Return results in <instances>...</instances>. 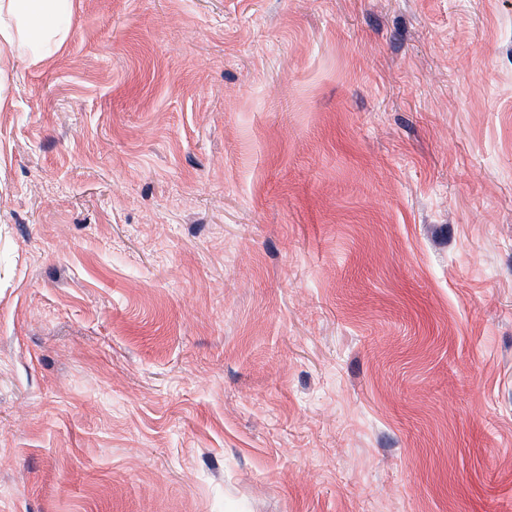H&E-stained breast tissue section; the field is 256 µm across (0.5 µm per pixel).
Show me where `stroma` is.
Masks as SVG:
<instances>
[{
  "mask_svg": "<svg viewBox=\"0 0 512 512\" xmlns=\"http://www.w3.org/2000/svg\"><path fill=\"white\" fill-rule=\"evenodd\" d=\"M0 108V512H512V0H74Z\"/></svg>",
  "mask_w": 512,
  "mask_h": 512,
  "instance_id": "obj_1",
  "label": "stroma"
}]
</instances>
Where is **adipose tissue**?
<instances>
[{
    "label": "adipose tissue",
    "instance_id": "1",
    "mask_svg": "<svg viewBox=\"0 0 512 512\" xmlns=\"http://www.w3.org/2000/svg\"><path fill=\"white\" fill-rule=\"evenodd\" d=\"M72 0H0V45L38 63L66 43Z\"/></svg>",
    "mask_w": 512,
    "mask_h": 512
}]
</instances>
